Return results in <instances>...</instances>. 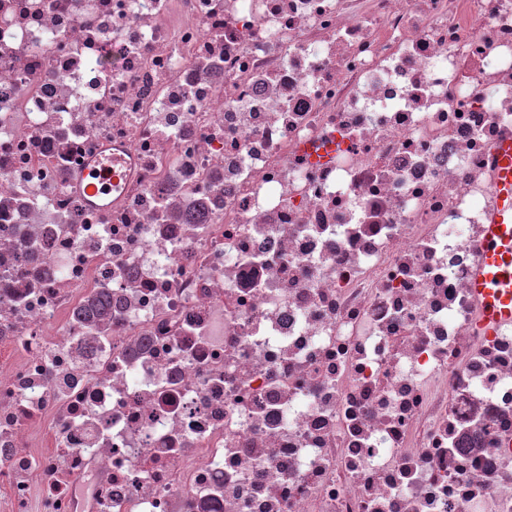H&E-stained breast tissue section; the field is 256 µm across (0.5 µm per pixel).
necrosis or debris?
<instances>
[{
	"label": "necrosis or debris",
	"instance_id": "1",
	"mask_svg": "<svg viewBox=\"0 0 512 512\" xmlns=\"http://www.w3.org/2000/svg\"><path fill=\"white\" fill-rule=\"evenodd\" d=\"M509 136L512 0H0V512H512ZM492 154L497 208L492 224H487L482 261L473 278L475 294L481 300L483 326L488 331L512 322V139L499 142Z\"/></svg>",
	"mask_w": 512,
	"mask_h": 512
}]
</instances>
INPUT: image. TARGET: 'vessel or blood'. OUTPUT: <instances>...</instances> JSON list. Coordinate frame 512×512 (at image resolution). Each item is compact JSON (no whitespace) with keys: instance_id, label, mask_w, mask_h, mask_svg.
Segmentation results:
<instances>
[{"instance_id":"1","label":"vessel or blood","mask_w":512,"mask_h":512,"mask_svg":"<svg viewBox=\"0 0 512 512\" xmlns=\"http://www.w3.org/2000/svg\"><path fill=\"white\" fill-rule=\"evenodd\" d=\"M493 192L497 208L482 241V261L473 278L485 328L512 322V139L499 142Z\"/></svg>"}]
</instances>
